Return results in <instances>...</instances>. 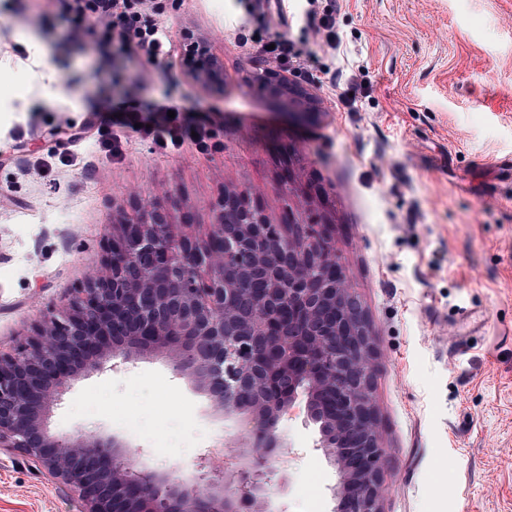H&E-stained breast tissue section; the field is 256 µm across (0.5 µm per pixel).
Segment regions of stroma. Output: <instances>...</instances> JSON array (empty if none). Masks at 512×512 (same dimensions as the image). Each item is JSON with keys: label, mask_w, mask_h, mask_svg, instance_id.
I'll return each mask as SVG.
<instances>
[{"label": "stroma", "mask_w": 512, "mask_h": 512, "mask_svg": "<svg viewBox=\"0 0 512 512\" xmlns=\"http://www.w3.org/2000/svg\"><path fill=\"white\" fill-rule=\"evenodd\" d=\"M335 48L276 9L253 21L286 33L287 72L312 100L296 105L249 88L266 69L240 42L239 0H181L168 9L224 63V86L157 65L139 96L177 86L210 115L213 149L171 151L130 134L122 159L90 153L51 128L81 125L120 94L142 62L98 68L104 35L86 19L68 38L60 0H0V351H13L82 288L105 259L119 214L170 193L172 223L204 235L222 189L262 201L272 224L293 212L327 225L378 355L372 400L382 425V512H512V0H317ZM358 86L356 102L347 90ZM72 154V166L36 162ZM286 197L276 194L284 175ZM52 431L127 441L172 477L194 468L236 422L158 357L104 368L69 387ZM290 444L269 476L278 512H331L336 472L314 425L287 418ZM0 512H84L78 493L16 448L0 447Z\"/></svg>", "instance_id": "stroma-1"}]
</instances>
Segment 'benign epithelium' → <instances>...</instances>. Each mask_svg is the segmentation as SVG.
Instances as JSON below:
<instances>
[{
	"instance_id": "benign-epithelium-1",
	"label": "benign epithelium",
	"mask_w": 512,
	"mask_h": 512,
	"mask_svg": "<svg viewBox=\"0 0 512 512\" xmlns=\"http://www.w3.org/2000/svg\"><path fill=\"white\" fill-rule=\"evenodd\" d=\"M183 65L224 81L223 62L194 47ZM167 197L111 225L104 268L0 352V447L73 487L86 512H278L265 500L268 473L288 448L278 424L298 410L336 469L333 512H381L376 354L327 226L268 224L248 192L226 189L198 237L168 223ZM143 355L167 358L244 430L181 480L142 465L114 436L49 429L74 382Z\"/></svg>"
}]
</instances>
